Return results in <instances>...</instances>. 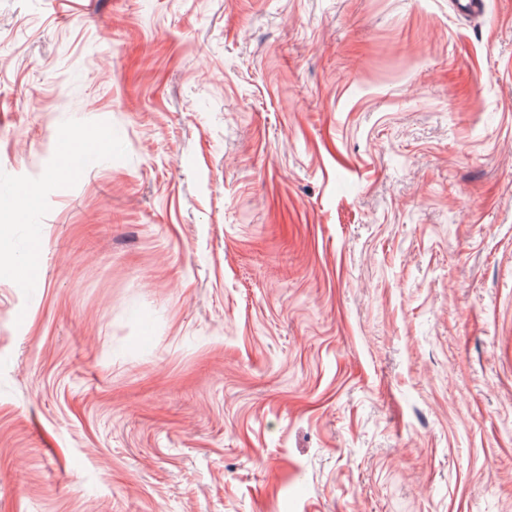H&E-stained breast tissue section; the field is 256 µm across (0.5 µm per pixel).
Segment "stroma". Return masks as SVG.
<instances>
[{
	"label": "stroma",
	"instance_id": "1",
	"mask_svg": "<svg viewBox=\"0 0 512 512\" xmlns=\"http://www.w3.org/2000/svg\"><path fill=\"white\" fill-rule=\"evenodd\" d=\"M0 183V512H512V0H0Z\"/></svg>",
	"mask_w": 512,
	"mask_h": 512
}]
</instances>
